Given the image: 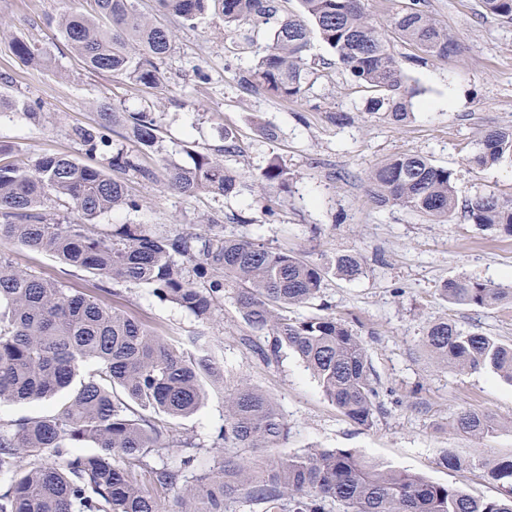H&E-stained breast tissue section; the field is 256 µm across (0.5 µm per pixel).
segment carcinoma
<instances>
[{
  "label": "carcinoma",
  "instance_id": "1",
  "mask_svg": "<svg viewBox=\"0 0 512 512\" xmlns=\"http://www.w3.org/2000/svg\"><path fill=\"white\" fill-rule=\"evenodd\" d=\"M136 0H91L92 10L59 18L57 29L87 69L123 76L137 85L160 88V64L172 50V34L144 18ZM164 11L193 23L210 10L224 26L262 23L272 43L245 78L279 99L304 93L310 72L301 66L310 30L331 48L342 69L374 92L366 111L400 123L412 107L413 92L386 41L364 11L363 0H299L301 13L282 15L277 0H157ZM424 0H392L390 24L405 42L438 60H457V46L426 10ZM486 13L512 20V0H481ZM14 54L46 66L49 56L22 38ZM38 112L0 93V113ZM127 137L152 149L159 120L153 112L122 113ZM116 111L100 109L98 126L75 127L72 137L90 152L106 155L100 166L67 155L16 163L0 149V241L56 256L63 263L115 284H145L162 301L201 319H212L232 295L243 322L268 338L255 352L268 359L293 351L318 381L332 405L359 427L370 428L381 410L362 338L334 314L293 317L290 310L317 298L325 280H356L360 256L338 253L326 265L308 262L287 249L256 240L188 233L157 236L138 224L112 226L100 236L88 222L119 207L134 208L118 173L139 168L137 156L112 151L108 135ZM512 158V127L488 131L471 158L478 167ZM238 174L223 160L197 153L192 164H171L168 184L184 196H226ZM258 179L288 189V172L272 163ZM376 203L398 205L435 219L457 207L453 172L420 155L390 158L370 176ZM55 197L73 202L83 224L50 223L39 212ZM472 223L512 235V202L480 195L466 202ZM446 300L479 308L512 302V287L451 280L439 288ZM423 340L446 367L461 371L489 368L512 383V345L453 322L430 323ZM220 374L202 336L175 346L148 325L116 311L95 296L63 287L14 267L0 254V403L47 402L68 395L54 413L0 423V512H238L257 505L261 512H512V458L493 462L463 460L452 453L440 464L452 471L479 465L498 495L473 496L453 484L392 469L363 458L352 448H310L288 457L255 459L258 448H275L288 437V424L275 401L241 380L225 395L224 429L213 447L224 449V466L202 479L194 474L195 455L177 469L154 467L148 458L169 448H195L167 420L196 413L206 387ZM453 427L489 436V415L467 411ZM93 444L98 451L72 454ZM62 462L50 463L52 455ZM150 484L155 494L144 490ZM175 490L168 506L162 494Z\"/></svg>",
  "mask_w": 512,
  "mask_h": 512
}]
</instances>
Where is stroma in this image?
<instances>
[{"mask_svg":"<svg viewBox=\"0 0 512 512\" xmlns=\"http://www.w3.org/2000/svg\"><path fill=\"white\" fill-rule=\"evenodd\" d=\"M390 3L365 0L364 7L382 28L414 92L412 115L402 125L366 111L365 92L332 65L331 51L315 35L304 56L311 81L301 97L286 101L240 81L270 44L267 27L253 29L245 40L218 16L190 26L159 12L155 0H138L140 13L174 34V49L161 64L166 83L151 89L88 70L59 36L57 19L87 10L89 0H0V92L40 114L36 120L23 112L0 114V147L22 160L66 154L93 165L99 154L86 151L71 129L96 125L99 105L158 116L157 145L138 153L153 180L126 172L123 179L138 206L95 218L97 234H110L116 224H138L163 236L207 229L288 248L316 264L344 251L364 261L359 279L328 277L319 299L294 313L308 315L329 304L361 336L382 405L368 429L336 410L291 351L259 357L253 347L266 339L242 322L232 298H225L220 317L203 320L159 300L148 286L126 284L116 296L112 283L50 254L0 244L17 268L95 293L169 343L207 337L223 379L209 386L200 411L174 423L180 435L199 446L196 474L223 465L224 452L212 442L224 427V391L244 379L274 399L288 424L287 441L267 449V456L352 448L478 497L497 493L482 464L512 456V384L488 369L441 367L423 336L429 323L447 319L512 344V303L477 308L448 302L439 293L444 282L459 279L512 286V236L480 229L461 209L437 221L398 206H377L368 178L387 158L418 153L453 172L459 201L489 193L512 201V160L482 168L471 161L487 130L512 126V23L486 15L480 0H425L426 11L460 51L458 61L443 62L388 29ZM17 36L48 52L51 66L35 68L19 60L12 49ZM338 112L348 113L349 121L336 124ZM263 125L276 130L275 140L260 133ZM229 130L236 135L237 151L225 163L240 176L236 194L186 197L168 189L169 164H191L195 151L217 154ZM274 161L287 169L289 191L258 181L259 172ZM464 410L490 414L499 430L483 439L455 432L450 420ZM449 452L474 460V467H442L440 459Z\"/></svg>","mask_w":512,"mask_h":512,"instance_id":"35a3bbf8","label":"stroma"}]
</instances>
